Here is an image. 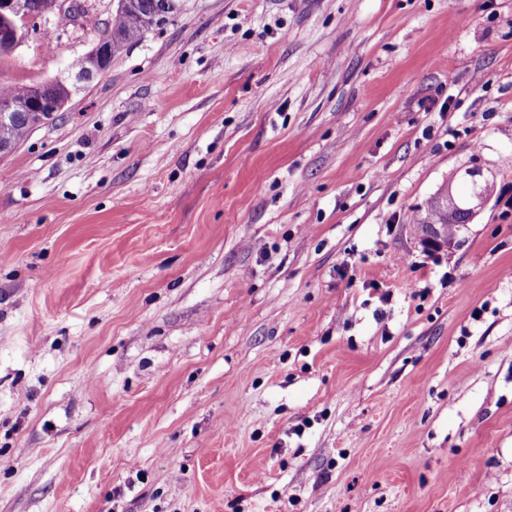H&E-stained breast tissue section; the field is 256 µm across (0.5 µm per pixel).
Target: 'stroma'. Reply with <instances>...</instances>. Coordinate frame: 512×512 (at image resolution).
<instances>
[{
  "label": "stroma",
  "mask_w": 512,
  "mask_h": 512,
  "mask_svg": "<svg viewBox=\"0 0 512 512\" xmlns=\"http://www.w3.org/2000/svg\"><path fill=\"white\" fill-rule=\"evenodd\" d=\"M178 5L0 155V512H512V0ZM466 223V215L461 210H450L448 208V211H446V206L439 192L427 201L422 216L416 221L423 234H427L429 224H433L440 234L438 224H441L444 236L448 237V244H454V246H460L465 241L461 234L463 229H466L463 225Z\"/></svg>",
  "instance_id": "35a3bbf8"
}]
</instances>
